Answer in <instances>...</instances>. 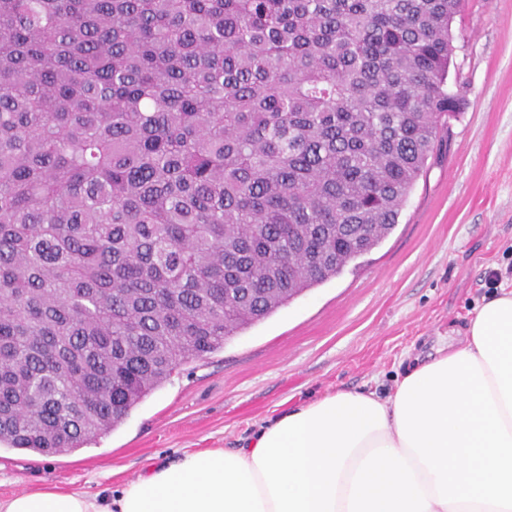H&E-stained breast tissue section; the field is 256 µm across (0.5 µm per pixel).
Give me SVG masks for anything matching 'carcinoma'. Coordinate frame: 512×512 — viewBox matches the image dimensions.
Masks as SVG:
<instances>
[{
	"mask_svg": "<svg viewBox=\"0 0 512 512\" xmlns=\"http://www.w3.org/2000/svg\"><path fill=\"white\" fill-rule=\"evenodd\" d=\"M463 0H0V444L72 453L398 223Z\"/></svg>",
	"mask_w": 512,
	"mask_h": 512,
	"instance_id": "carcinoma-1",
	"label": "carcinoma"
}]
</instances>
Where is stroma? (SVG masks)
Wrapping results in <instances>:
<instances>
[{
	"label": "stroma",
	"instance_id": "35a3bbf8",
	"mask_svg": "<svg viewBox=\"0 0 512 512\" xmlns=\"http://www.w3.org/2000/svg\"><path fill=\"white\" fill-rule=\"evenodd\" d=\"M449 90L467 105L392 233L343 272L182 366L80 450L0 445V497L51 486L111 494L183 451L245 446L269 418L338 391L384 398L512 281V0H465Z\"/></svg>",
	"mask_w": 512,
	"mask_h": 512
}]
</instances>
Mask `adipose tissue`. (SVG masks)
I'll list each match as a JSON object with an SVG mask.
<instances>
[{"label":"adipose tissue","instance_id":"obj_1","mask_svg":"<svg viewBox=\"0 0 512 512\" xmlns=\"http://www.w3.org/2000/svg\"><path fill=\"white\" fill-rule=\"evenodd\" d=\"M0 512H512V287L387 399L329 394L116 497L47 488Z\"/></svg>","mask_w":512,"mask_h":512}]
</instances>
